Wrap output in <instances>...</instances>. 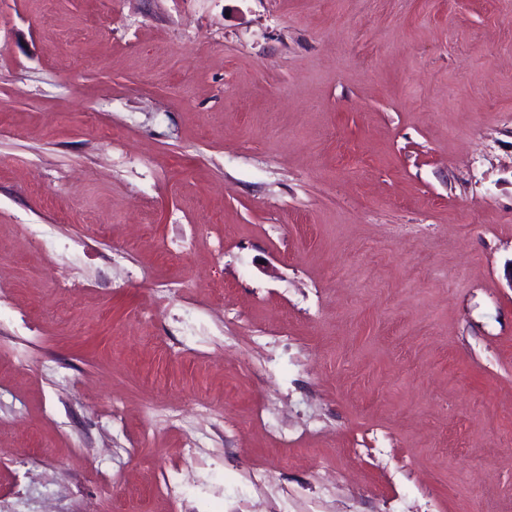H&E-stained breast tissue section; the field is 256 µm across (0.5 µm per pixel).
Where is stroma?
<instances>
[{"instance_id": "stroma-1", "label": "stroma", "mask_w": 512, "mask_h": 512, "mask_svg": "<svg viewBox=\"0 0 512 512\" xmlns=\"http://www.w3.org/2000/svg\"><path fill=\"white\" fill-rule=\"evenodd\" d=\"M0 268V512H512V0H0Z\"/></svg>"}]
</instances>
